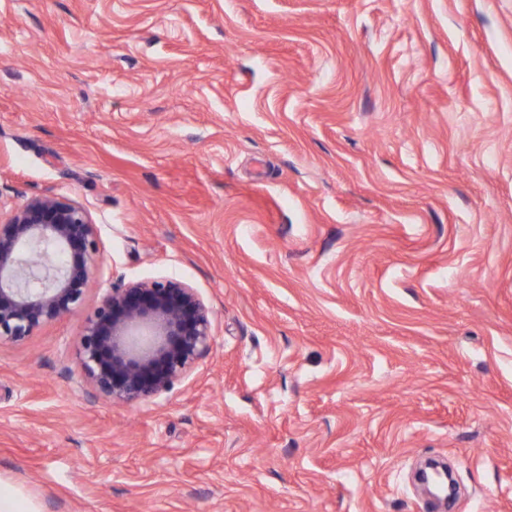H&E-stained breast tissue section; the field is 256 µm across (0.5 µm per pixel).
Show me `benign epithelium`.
Segmentation results:
<instances>
[{"instance_id":"7a95c632","label":"benign epithelium","mask_w":512,"mask_h":512,"mask_svg":"<svg viewBox=\"0 0 512 512\" xmlns=\"http://www.w3.org/2000/svg\"><path fill=\"white\" fill-rule=\"evenodd\" d=\"M48 246L56 259L29 261ZM102 259L97 225L77 201L37 197L0 221V344L21 343L43 324L77 312ZM215 340L212 312L197 290L178 279L112 286L83 326L82 380L112 401L144 402L167 392ZM443 473L445 498L457 494L452 473L435 461L417 472L425 485Z\"/></svg>"}]
</instances>
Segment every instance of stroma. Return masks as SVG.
<instances>
[{
  "label": "stroma",
  "instance_id": "obj_1",
  "mask_svg": "<svg viewBox=\"0 0 512 512\" xmlns=\"http://www.w3.org/2000/svg\"><path fill=\"white\" fill-rule=\"evenodd\" d=\"M99 229L78 312L0 345L25 512H512V0H0V202ZM175 277L210 354L81 379L111 286ZM439 469L443 471L445 478V488L447 491L445 499L447 498L448 500H450L454 498L457 494V485L455 480L453 479L452 473L449 470H447L446 467L440 468L438 462L428 461L425 463L424 467L418 470L416 478L421 485H426L429 481L430 472L439 474Z\"/></svg>",
  "mask_w": 512,
  "mask_h": 512
}]
</instances>
